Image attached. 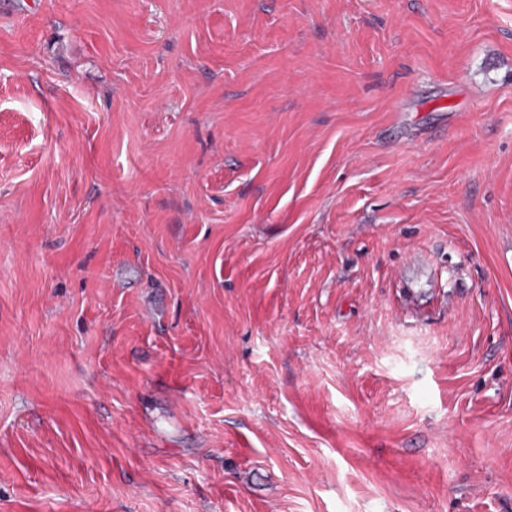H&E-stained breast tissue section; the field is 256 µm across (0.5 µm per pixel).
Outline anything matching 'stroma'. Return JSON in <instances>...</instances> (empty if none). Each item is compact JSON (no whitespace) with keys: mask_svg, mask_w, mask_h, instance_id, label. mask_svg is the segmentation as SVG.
Instances as JSON below:
<instances>
[{"mask_svg":"<svg viewBox=\"0 0 512 512\" xmlns=\"http://www.w3.org/2000/svg\"><path fill=\"white\" fill-rule=\"evenodd\" d=\"M0 512H512V0H0Z\"/></svg>","mask_w":512,"mask_h":512,"instance_id":"35a3bbf8","label":"stroma"}]
</instances>
